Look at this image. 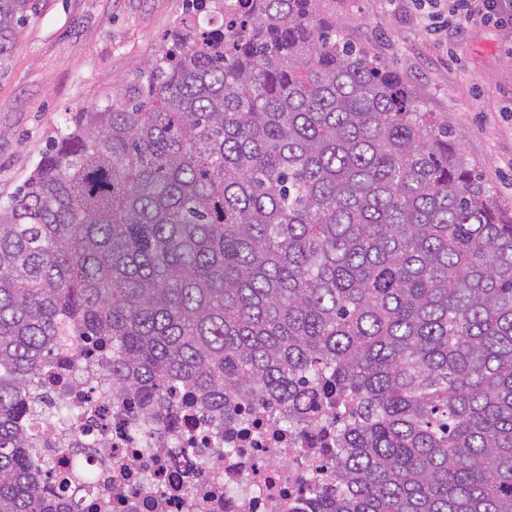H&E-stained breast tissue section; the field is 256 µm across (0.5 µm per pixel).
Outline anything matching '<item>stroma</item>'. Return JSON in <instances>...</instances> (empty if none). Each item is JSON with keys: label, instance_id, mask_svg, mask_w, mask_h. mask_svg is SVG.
<instances>
[{"label": "stroma", "instance_id": "stroma-1", "mask_svg": "<svg viewBox=\"0 0 512 512\" xmlns=\"http://www.w3.org/2000/svg\"><path fill=\"white\" fill-rule=\"evenodd\" d=\"M188 0H39L0 63V203L66 117L110 103L189 13ZM321 16L408 78L512 209V23L431 25L417 0H319Z\"/></svg>", "mask_w": 512, "mask_h": 512}]
</instances>
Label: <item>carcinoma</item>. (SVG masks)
<instances>
[{
	"mask_svg": "<svg viewBox=\"0 0 512 512\" xmlns=\"http://www.w3.org/2000/svg\"><path fill=\"white\" fill-rule=\"evenodd\" d=\"M37 0H0V59ZM195 9L0 205V512H59L26 423L49 367L225 421L331 392L310 512H512V212L408 81L313 0Z\"/></svg>",
	"mask_w": 512,
	"mask_h": 512,
	"instance_id": "carcinoma-1",
	"label": "carcinoma"
}]
</instances>
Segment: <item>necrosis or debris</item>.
<instances>
[{"instance_id": "4bbe7bcc", "label": "necrosis or debris", "mask_w": 512, "mask_h": 512, "mask_svg": "<svg viewBox=\"0 0 512 512\" xmlns=\"http://www.w3.org/2000/svg\"><path fill=\"white\" fill-rule=\"evenodd\" d=\"M111 401L99 375L75 369L46 386L35 427L53 468L84 473V503L96 512H302L334 445L323 412L292 428L277 410L255 404L218 430L191 409L177 429L153 430L123 417L101 425L92 408ZM88 433L98 443L83 453ZM189 470L194 488L186 494Z\"/></svg>"}]
</instances>
